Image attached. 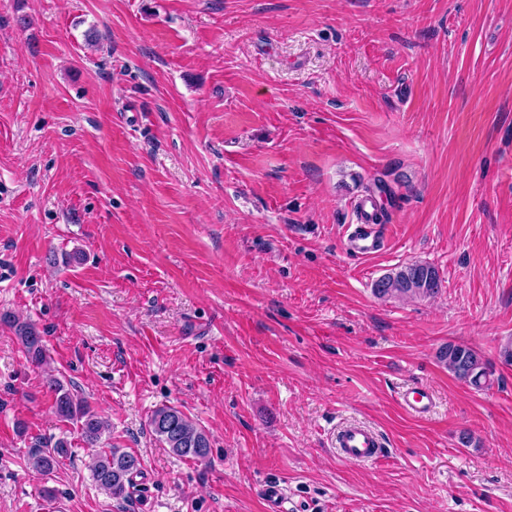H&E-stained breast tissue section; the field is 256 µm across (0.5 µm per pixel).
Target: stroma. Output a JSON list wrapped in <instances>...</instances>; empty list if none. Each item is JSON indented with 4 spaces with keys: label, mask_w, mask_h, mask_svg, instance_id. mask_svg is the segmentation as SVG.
<instances>
[{
    "label": "stroma",
    "mask_w": 512,
    "mask_h": 512,
    "mask_svg": "<svg viewBox=\"0 0 512 512\" xmlns=\"http://www.w3.org/2000/svg\"><path fill=\"white\" fill-rule=\"evenodd\" d=\"M379 180L386 245L356 258ZM415 262L436 296L375 295ZM6 311L47 363L0 325V512H265L269 483L294 512H512V0H0ZM165 405L205 461L156 439ZM348 420L380 461L336 456ZM108 445L141 461L122 501L92 477ZM359 223L344 238L343 246L347 253L361 258L381 252L385 247L384 237L373 227L376 207L373 200L365 199L358 204ZM0 323L14 329L18 341L32 364L37 366L43 364L45 361L44 336L34 324L20 322L9 312L0 313ZM438 358L458 379L473 386H480L481 378H486L487 368L482 359L467 346L450 343L440 349ZM46 384L54 395L53 406L57 417L61 421L76 425L85 441L91 444L99 442L108 430L106 422L84 400L65 389L56 377L49 375ZM400 403L409 414L424 417L434 406V395L424 387L414 386L401 392ZM150 426L157 439L173 454L197 460H205L209 456L211 445L208 435L177 407L157 408L151 416ZM44 447L31 455L30 464L35 470L48 474L53 470L57 457L67 453L68 445L66 441L58 440L51 448H48V446Z\"/></svg>",
    "instance_id": "stroma-1"
}]
</instances>
